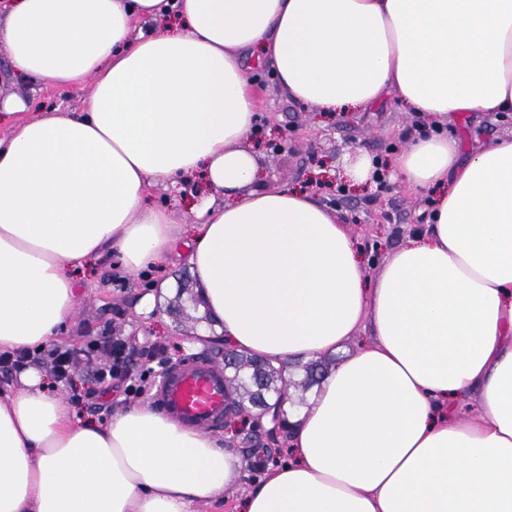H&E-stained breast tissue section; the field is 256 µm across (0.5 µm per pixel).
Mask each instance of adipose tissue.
<instances>
[{"mask_svg":"<svg viewBox=\"0 0 512 512\" xmlns=\"http://www.w3.org/2000/svg\"><path fill=\"white\" fill-rule=\"evenodd\" d=\"M0 41L34 81L93 84L83 111L0 138L1 352L59 336L95 259L179 250L231 349L287 377L341 355L288 418L290 458L242 494L224 441L142 403L84 419L26 368L0 391V512H512V134L415 137L393 176L430 215L372 276L248 144L256 60L325 113L512 112V0H15ZM199 177L225 200L176 233L146 194Z\"/></svg>","mask_w":512,"mask_h":512,"instance_id":"adipose-tissue-1","label":"adipose tissue"}]
</instances>
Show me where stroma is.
<instances>
[{
    "instance_id": "stroma-1",
    "label": "stroma",
    "mask_w": 512,
    "mask_h": 512,
    "mask_svg": "<svg viewBox=\"0 0 512 512\" xmlns=\"http://www.w3.org/2000/svg\"><path fill=\"white\" fill-rule=\"evenodd\" d=\"M253 89L258 99L259 135L251 144L257 152L266 182L311 193L336 212L356 237L369 260V270L391 254L410 231L422 228V216L431 198L413 193L397 181L386 189H354L336 172L338 164L356 154L388 160L402 152L416 130H455L463 146L473 137L489 141L512 133V115L483 112L460 113L441 123L401 111L387 100L364 112L326 115L284 95L269 66H261ZM91 83L78 88H59L35 82L12 69L4 43L0 42V96L23 99L29 111H78L90 94ZM287 139L288 148L272 152L270 142ZM166 282L164 290L149 291L154 280ZM84 288L66 333L56 345L76 352L70 382H53L58 395L75 402L82 415L99 418L125 403L120 387L102 398H92L97 387L94 373L104 358L89 359L84 351L90 341L106 336L124 339L138 354L132 374L159 379L163 360L178 362L195 353L213 354L215 344L200 340V313L191 298L198 285L185 258L170 257L158 267L137 273L122 272L112 258H104L83 276Z\"/></svg>"
}]
</instances>
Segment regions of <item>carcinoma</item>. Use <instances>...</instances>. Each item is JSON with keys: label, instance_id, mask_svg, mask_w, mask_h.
<instances>
[{"label": "carcinoma", "instance_id": "cac0c4a2", "mask_svg": "<svg viewBox=\"0 0 512 512\" xmlns=\"http://www.w3.org/2000/svg\"><path fill=\"white\" fill-rule=\"evenodd\" d=\"M326 366L321 362H309L303 366L304 376L298 381H288L282 369L268 361H261L255 357L237 354L231 375L228 376L230 386V401L248 413L259 415L264 404L292 401L289 387L298 391L297 403H302L304 394L315 385Z\"/></svg>", "mask_w": 512, "mask_h": 512}]
</instances>
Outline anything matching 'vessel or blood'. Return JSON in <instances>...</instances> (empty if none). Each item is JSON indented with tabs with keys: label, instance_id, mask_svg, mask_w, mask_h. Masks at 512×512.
Segmentation results:
<instances>
[{
	"label": "vessel or blood",
	"instance_id": "b4317fda",
	"mask_svg": "<svg viewBox=\"0 0 512 512\" xmlns=\"http://www.w3.org/2000/svg\"><path fill=\"white\" fill-rule=\"evenodd\" d=\"M227 394L223 364L212 357L196 355L165 369L153 400L169 417L209 433L224 422Z\"/></svg>",
	"mask_w": 512,
	"mask_h": 512
}]
</instances>
